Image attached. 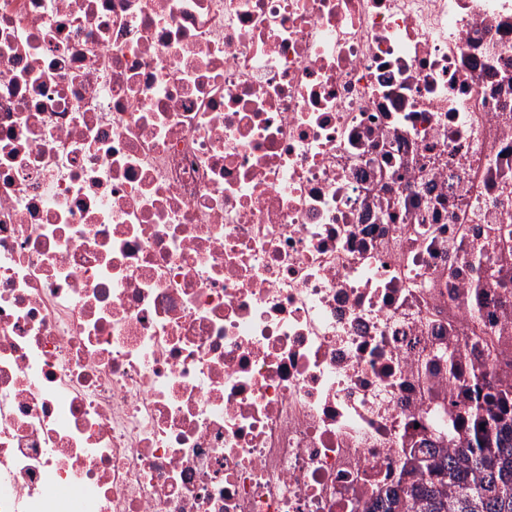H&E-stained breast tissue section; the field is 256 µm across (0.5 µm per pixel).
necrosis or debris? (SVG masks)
I'll return each mask as SVG.
<instances>
[{
	"instance_id": "necrosis-or-debris-1",
	"label": "necrosis or debris",
	"mask_w": 512,
	"mask_h": 512,
	"mask_svg": "<svg viewBox=\"0 0 512 512\" xmlns=\"http://www.w3.org/2000/svg\"><path fill=\"white\" fill-rule=\"evenodd\" d=\"M492 226L512 0H0V512H358Z\"/></svg>"
}]
</instances>
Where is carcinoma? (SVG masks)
<instances>
[{"mask_svg": "<svg viewBox=\"0 0 512 512\" xmlns=\"http://www.w3.org/2000/svg\"><path fill=\"white\" fill-rule=\"evenodd\" d=\"M472 265L479 272L474 296L482 294L490 279L500 288L502 303L512 302V269L497 265L482 248L473 252ZM485 345L487 357L501 367L502 375L511 374L512 363L500 359L498 345L491 339ZM467 390L471 400L463 414L468 432L456 449L439 452L430 461L414 459L413 479L364 512H512V390L501 388L484 364L469 373ZM457 430V415L450 411L426 447L455 440Z\"/></svg>", "mask_w": 512, "mask_h": 512, "instance_id": "cac0c4a2", "label": "carcinoma"}]
</instances>
